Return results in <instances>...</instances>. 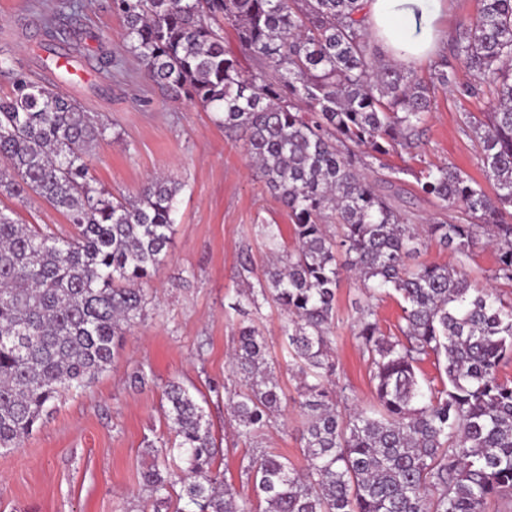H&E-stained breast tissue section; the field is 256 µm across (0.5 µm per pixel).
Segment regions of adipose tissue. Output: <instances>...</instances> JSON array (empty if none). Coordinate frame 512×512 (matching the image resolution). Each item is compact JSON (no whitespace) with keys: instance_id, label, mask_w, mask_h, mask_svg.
<instances>
[{"instance_id":"ef3b65f1","label":"adipose tissue","mask_w":512,"mask_h":512,"mask_svg":"<svg viewBox=\"0 0 512 512\" xmlns=\"http://www.w3.org/2000/svg\"><path fill=\"white\" fill-rule=\"evenodd\" d=\"M368 29L386 55L411 65L435 58L446 36V0H365Z\"/></svg>"}]
</instances>
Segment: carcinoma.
I'll use <instances>...</instances> for the list:
<instances>
[{
	"mask_svg": "<svg viewBox=\"0 0 512 512\" xmlns=\"http://www.w3.org/2000/svg\"><path fill=\"white\" fill-rule=\"evenodd\" d=\"M126 22L129 52L172 97L219 113L241 130L255 173L292 221L261 225L272 258L262 276L240 263L247 306L227 372L240 382L224 399L239 438L272 426L283 404L275 362L255 317L285 314L283 353L305 416L306 465L263 451L244 466L263 512H487L512 501V299L464 272L473 248L495 249L491 279L512 288V0H481L457 23L453 58L470 80L459 93L490 99L481 119L463 118L481 146L487 192L459 168L412 172L417 191L438 202L425 224L383 187L401 170L388 157L419 147L431 94L455 84L443 58L421 79L384 59L362 0H112ZM62 12L41 15L44 62L70 63L81 37ZM236 27L238 50L223 24ZM14 94L0 99V195H35L62 211L76 234L57 238L0 209V449L19 447L64 391L101 374L148 298L142 285L164 266L180 184L149 180L115 197L90 174L89 144L106 124L59 87L29 80L0 59ZM389 174L371 178L373 165ZM456 264L419 260L424 239ZM360 284L354 335L370 368L374 402L350 401L332 347L342 273ZM397 301L386 335L374 301ZM432 360L439 385L421 382ZM161 411L174 433L140 473L153 512L180 486L178 512H251L214 468L217 445L204 407L173 378ZM177 457L183 466L172 467Z\"/></svg>",
	"mask_w": 512,
	"mask_h": 512,
	"instance_id": "obj_1",
	"label": "carcinoma"
}]
</instances>
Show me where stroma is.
I'll return each mask as SVG.
<instances>
[{
	"mask_svg": "<svg viewBox=\"0 0 512 512\" xmlns=\"http://www.w3.org/2000/svg\"><path fill=\"white\" fill-rule=\"evenodd\" d=\"M56 0H0V54L12 68L38 83L54 82L58 66H39L32 50L39 40L40 6ZM63 26L83 34L81 66L71 70L62 89L87 112L107 124L90 150V168L111 193L135 194L152 176L165 174L181 185L176 198L172 244L165 266L144 285L147 311L108 368L84 390L66 393L43 424L18 448L0 451V512H141L148 493L140 473L152 461L147 441L171 439L161 412L165 384L177 378L205 397V411L220 451L216 465L241 499L254 502L242 472L248 458L274 451L304 468L299 434L302 418L293 404L297 393L287 366L278 370L287 397L281 416L250 441L234 437L223 397L215 388L234 390L225 367L235 344L237 315L229 308L240 298L238 268L250 253L264 268L263 224L289 228L291 220L250 167L244 140L225 132L215 115L187 99L173 100L144 75L128 51L126 27L112 0H75ZM111 52L117 67L96 64ZM483 99L461 95L456 87L436 88L427 131L413 150L411 166L452 163L482 179L480 147L462 124L464 113L486 111ZM0 208L15 211L57 237L74 235L68 218L39 197L25 204L0 197ZM358 283L343 280L336 293L332 330L336 359L358 405L373 401L370 372L353 335V302ZM143 372L148 382L134 387Z\"/></svg>",
	"mask_w": 512,
	"mask_h": 512,
	"instance_id": "stroma-1",
	"label": "stroma"
}]
</instances>
